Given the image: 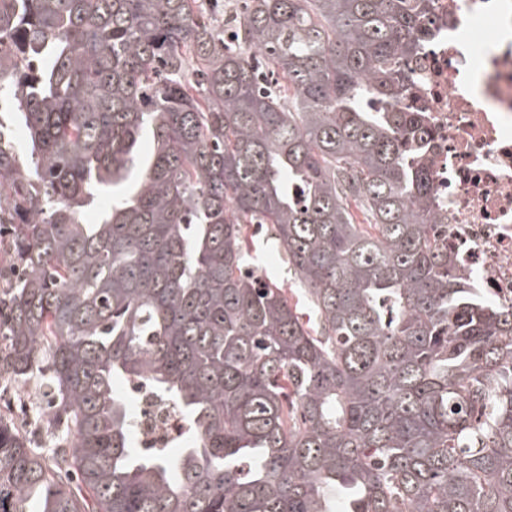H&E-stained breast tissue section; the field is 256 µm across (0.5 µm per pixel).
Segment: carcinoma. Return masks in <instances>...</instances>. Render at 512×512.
<instances>
[{"label": "carcinoma", "mask_w": 512, "mask_h": 512, "mask_svg": "<svg viewBox=\"0 0 512 512\" xmlns=\"http://www.w3.org/2000/svg\"><path fill=\"white\" fill-rule=\"evenodd\" d=\"M216 9L0 0L30 148L0 142V378L63 433L0 418V512H512V306L457 273L400 109L433 0H247L234 49ZM253 224L314 320L248 270ZM118 379L176 403L181 454L134 448ZM0 416L13 419L23 434L35 447L51 444L58 431L36 423L33 407L42 403L46 408L41 389L35 381L27 383H10L0 379Z\"/></svg>", "instance_id": "cac0c4a2"}]
</instances>
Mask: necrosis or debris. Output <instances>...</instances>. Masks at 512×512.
<instances>
[{"label": "necrosis or debris", "instance_id": "1", "mask_svg": "<svg viewBox=\"0 0 512 512\" xmlns=\"http://www.w3.org/2000/svg\"><path fill=\"white\" fill-rule=\"evenodd\" d=\"M431 36L410 67L406 105L425 116L434 201L460 273L512 303V0H434ZM142 448L183 425L145 384L129 386Z\"/></svg>", "mask_w": 512, "mask_h": 512}]
</instances>
